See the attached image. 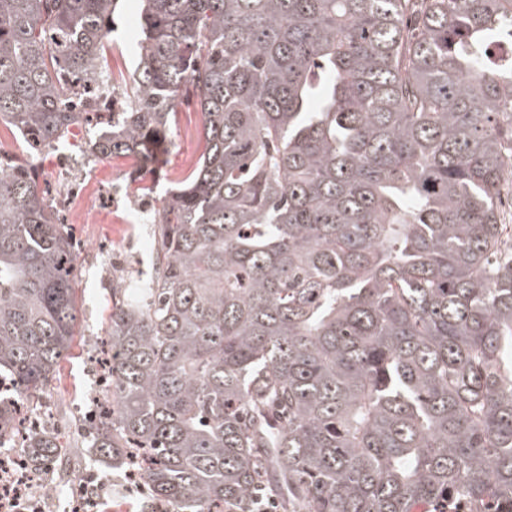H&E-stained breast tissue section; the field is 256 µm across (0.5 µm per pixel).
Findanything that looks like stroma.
Wrapping results in <instances>:
<instances>
[{"mask_svg": "<svg viewBox=\"0 0 512 512\" xmlns=\"http://www.w3.org/2000/svg\"><path fill=\"white\" fill-rule=\"evenodd\" d=\"M140 0H118L112 34L102 51V66L116 75H130L139 53L132 30ZM170 141L159 171L152 177H135L132 159L84 155L71 142L32 155L21 134L0 123V152L17 161H36L41 184L60 212H67L75 193L115 195L113 205L100 207L88 223L70 224L66 230L76 248L74 287L78 308L75 336L54 380L31 403V411L50 416V427L66 450L47 469L68 497H75L86 476H95L93 490L100 512H113L118 504L138 507L148 500L147 490L133 488L124 470L86 451L85 425L98 407L101 368L92 358L95 342L106 338L112 312V285L117 280L138 281L142 262L155 253L153 228L147 223L151 208L160 207L166 191L177 187L196 166L203 151L202 116L192 105H178Z\"/></svg>", "mask_w": 512, "mask_h": 512, "instance_id": "obj_1", "label": "stroma"}]
</instances>
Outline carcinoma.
<instances>
[{
    "mask_svg": "<svg viewBox=\"0 0 512 512\" xmlns=\"http://www.w3.org/2000/svg\"><path fill=\"white\" fill-rule=\"evenodd\" d=\"M0 0V120L36 152L101 121L138 176L184 101L197 167L112 289L88 447L165 512H512V0ZM74 245L0 153V437L77 321ZM33 475L62 449L23 435ZM140 0H119L112 19V34L102 50V66L108 73L129 78L139 53L132 30L140 11Z\"/></svg>",
    "mask_w": 512,
    "mask_h": 512,
    "instance_id": "1",
    "label": "carcinoma"
}]
</instances>
